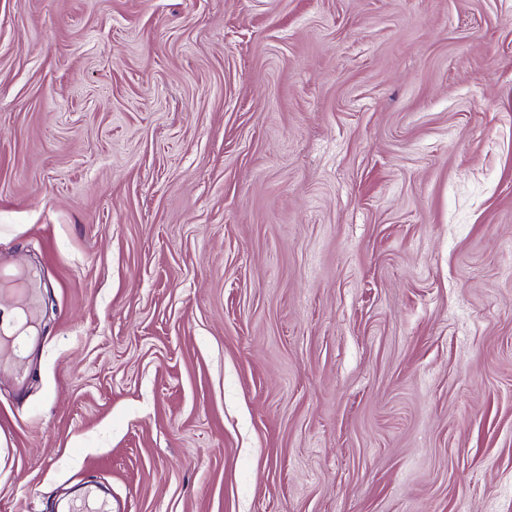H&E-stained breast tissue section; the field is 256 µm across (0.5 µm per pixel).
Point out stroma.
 Masks as SVG:
<instances>
[{
	"label": "stroma",
	"mask_w": 512,
	"mask_h": 512,
	"mask_svg": "<svg viewBox=\"0 0 512 512\" xmlns=\"http://www.w3.org/2000/svg\"><path fill=\"white\" fill-rule=\"evenodd\" d=\"M0 512H512V0H0Z\"/></svg>",
	"instance_id": "obj_1"
}]
</instances>
